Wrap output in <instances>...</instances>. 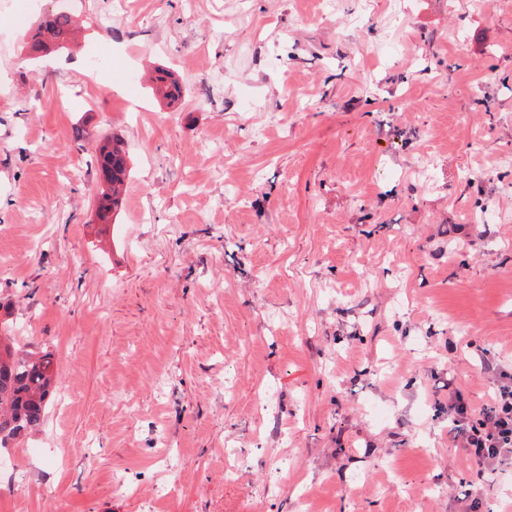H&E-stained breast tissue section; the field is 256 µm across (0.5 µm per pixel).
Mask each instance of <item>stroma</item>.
Segmentation results:
<instances>
[{"mask_svg": "<svg viewBox=\"0 0 512 512\" xmlns=\"http://www.w3.org/2000/svg\"><path fill=\"white\" fill-rule=\"evenodd\" d=\"M0 9V334L53 354L0 512H512L429 389L512 366V0ZM73 16L64 51L29 28ZM113 66H94L101 51ZM185 87L152 93L156 68ZM130 174L93 221L95 145Z\"/></svg>", "mask_w": 512, "mask_h": 512, "instance_id": "35a3bbf8", "label": "stroma"}]
</instances>
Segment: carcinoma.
I'll list each match as a JSON object with an SVG mask.
<instances>
[{"label": "carcinoma", "instance_id": "cac0c4a2", "mask_svg": "<svg viewBox=\"0 0 512 512\" xmlns=\"http://www.w3.org/2000/svg\"><path fill=\"white\" fill-rule=\"evenodd\" d=\"M71 31L70 15L56 13L38 27L31 50L66 49ZM153 82L165 99L176 102L181 98L182 86L170 71H157ZM95 156L102 187L94 199L93 220L109 224L129 172L128 152L121 140L112 137L96 146ZM52 383L51 353L25 352L0 337V448L43 424Z\"/></svg>", "mask_w": 512, "mask_h": 512}]
</instances>
